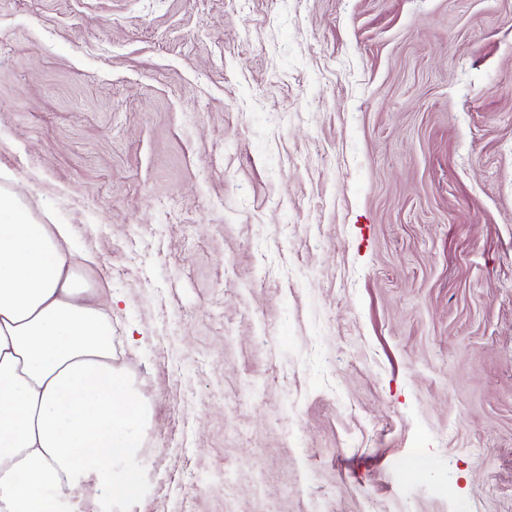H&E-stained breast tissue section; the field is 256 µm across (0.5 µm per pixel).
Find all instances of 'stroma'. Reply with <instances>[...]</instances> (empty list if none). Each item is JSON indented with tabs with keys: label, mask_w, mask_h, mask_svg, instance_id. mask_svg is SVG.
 Wrapping results in <instances>:
<instances>
[{
	"label": "stroma",
	"mask_w": 512,
	"mask_h": 512,
	"mask_svg": "<svg viewBox=\"0 0 512 512\" xmlns=\"http://www.w3.org/2000/svg\"><path fill=\"white\" fill-rule=\"evenodd\" d=\"M0 188L149 410L82 512H512V0H0Z\"/></svg>",
	"instance_id": "stroma-1"
}]
</instances>
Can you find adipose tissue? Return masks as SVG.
Wrapping results in <instances>:
<instances>
[{
	"label": "adipose tissue",
	"mask_w": 512,
	"mask_h": 512,
	"mask_svg": "<svg viewBox=\"0 0 512 512\" xmlns=\"http://www.w3.org/2000/svg\"><path fill=\"white\" fill-rule=\"evenodd\" d=\"M111 334L67 226L0 189V512H75L91 482L137 492V469L112 464L141 446L148 409L112 363Z\"/></svg>",
	"instance_id": "obj_1"
}]
</instances>
